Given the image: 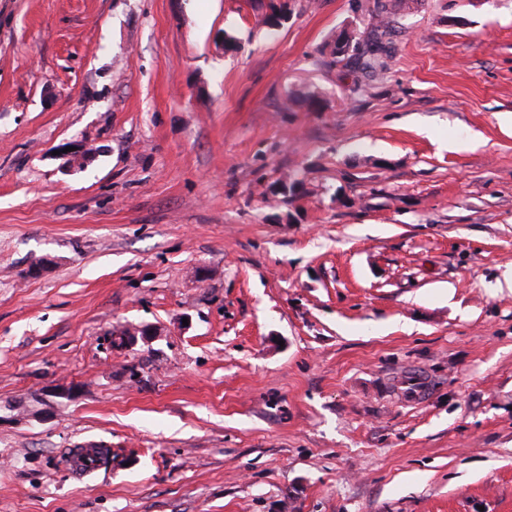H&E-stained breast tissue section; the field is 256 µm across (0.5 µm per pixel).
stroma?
Segmentation results:
<instances>
[{"instance_id": "1", "label": "stroma", "mask_w": 512, "mask_h": 512, "mask_svg": "<svg viewBox=\"0 0 512 512\" xmlns=\"http://www.w3.org/2000/svg\"><path fill=\"white\" fill-rule=\"evenodd\" d=\"M284 2L0 0V512H512V0ZM373 8L376 16L385 20V25L378 26L374 31L372 45L367 49H361L359 41L353 40L351 45L346 46L343 55L336 56L338 61L347 60L357 71L365 75L375 74L382 67L379 52L384 48L383 38L389 35L388 26L392 22L387 1L375 0ZM118 329L107 337V343L110 347L113 344L112 340L116 346L122 345V347L126 348L137 345L139 340L142 343H148L152 336H158V330L154 326L122 327Z\"/></svg>"}]
</instances>
